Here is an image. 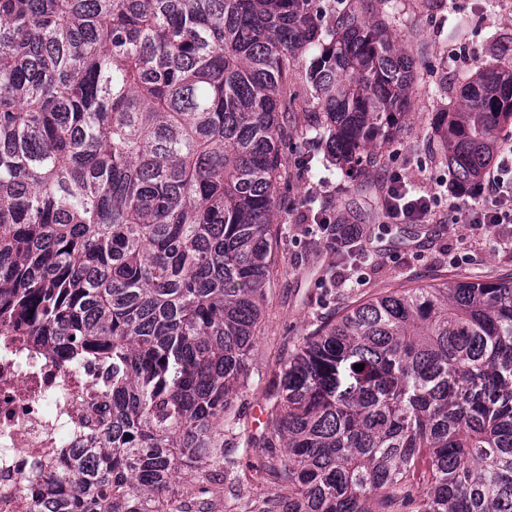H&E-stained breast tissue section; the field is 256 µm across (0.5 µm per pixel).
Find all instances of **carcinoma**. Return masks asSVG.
I'll return each instance as SVG.
<instances>
[{
  "label": "carcinoma",
  "instance_id": "carcinoma-1",
  "mask_svg": "<svg viewBox=\"0 0 512 512\" xmlns=\"http://www.w3.org/2000/svg\"><path fill=\"white\" fill-rule=\"evenodd\" d=\"M377 2L0 0V326L112 363L98 464L45 474L44 512H174L234 472L294 62L305 131L351 171L409 113L416 62ZM511 121V59L461 82L435 121L456 186ZM271 401L280 492L247 512H512V278L344 311Z\"/></svg>",
  "mask_w": 512,
  "mask_h": 512
}]
</instances>
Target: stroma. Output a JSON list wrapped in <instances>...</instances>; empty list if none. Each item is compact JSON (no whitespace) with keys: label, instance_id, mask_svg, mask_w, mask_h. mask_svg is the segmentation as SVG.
<instances>
[{"label":"stroma","instance_id":"stroma-1","mask_svg":"<svg viewBox=\"0 0 512 512\" xmlns=\"http://www.w3.org/2000/svg\"><path fill=\"white\" fill-rule=\"evenodd\" d=\"M387 22L414 57L419 79L411 107L395 138L349 177L318 141L290 134L283 148L286 177L279 185L275 225L276 269L265 286L260 333L249 356L247 394L236 401L240 416L232 441L237 478L211 501L210 512H242L240 496L259 498L276 485L262 465L265 449L246 447L266 420V396L279 383L304 336L331 315L395 288L446 281H498L512 276V250H492L482 230L453 223L449 200L474 204L456 193L446 167L438 165L430 125L454 101L461 75L512 56V0H391ZM412 188L436 194L426 222L389 218L382 195L391 174ZM323 212L331 223L353 229L369 254L357 264L313 233L302 214ZM345 278L333 289L336 272Z\"/></svg>","mask_w":512,"mask_h":512}]
</instances>
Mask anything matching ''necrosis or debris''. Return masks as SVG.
<instances>
[{
  "label": "necrosis or debris",
  "mask_w": 512,
  "mask_h": 512,
  "mask_svg": "<svg viewBox=\"0 0 512 512\" xmlns=\"http://www.w3.org/2000/svg\"><path fill=\"white\" fill-rule=\"evenodd\" d=\"M112 418V370L0 341V512H38L47 466L92 464L91 432Z\"/></svg>",
  "instance_id": "1"
}]
</instances>
